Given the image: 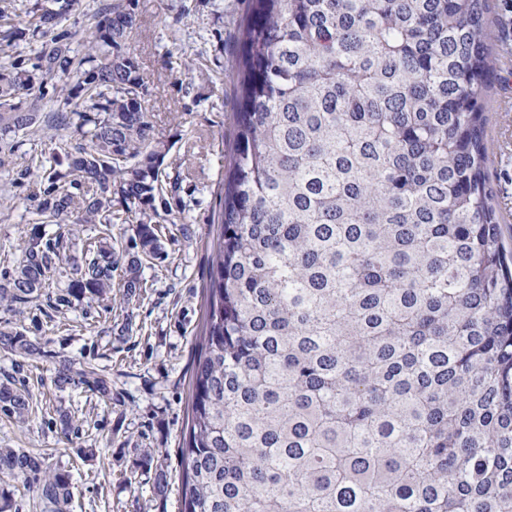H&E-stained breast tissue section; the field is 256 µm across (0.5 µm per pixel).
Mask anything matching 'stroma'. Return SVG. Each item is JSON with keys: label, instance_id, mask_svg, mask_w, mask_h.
<instances>
[{"label": "stroma", "instance_id": "stroma-1", "mask_svg": "<svg viewBox=\"0 0 512 512\" xmlns=\"http://www.w3.org/2000/svg\"><path fill=\"white\" fill-rule=\"evenodd\" d=\"M490 38L494 88L486 110L489 185L502 238L512 249V32L501 21V0H491ZM245 0H135L138 25L127 50L146 85L142 105L148 139L164 153L176 178L177 205L157 219L162 255L144 261L139 297L122 288L109 298L73 301L56 312L45 299L6 310L1 329H25L42 345L26 360L22 376L32 407L25 422L0 414V448H23L73 476L72 512H180L184 465L179 455L190 399L191 365L202 331L224 182L223 157L234 138L236 94L228 80L237 62V27ZM21 146L0 166V285L15 272L21 246L32 232L54 236V224H36L35 181L16 173L30 158L67 174L64 158L41 134L18 133ZM138 217L119 224H76L67 253L84 259L106 243L135 252ZM74 370L95 367L112 382L119 401L108 403L86 386L57 388L61 361ZM71 414L79 432L65 440L59 412ZM155 451L169 487L157 498L147 474L137 470L143 449Z\"/></svg>", "mask_w": 512, "mask_h": 512}]
</instances>
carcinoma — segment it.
<instances>
[{"label":"carcinoma","instance_id":"1","mask_svg":"<svg viewBox=\"0 0 512 512\" xmlns=\"http://www.w3.org/2000/svg\"><path fill=\"white\" fill-rule=\"evenodd\" d=\"M72 0L8 38L42 40L31 67L0 68V153L46 129L72 179L27 166L43 224H112L137 209L140 251L99 245L79 264L65 233H34L0 303L41 295L72 262L60 302L123 296L161 253L153 219L164 154L149 147L132 0H105L83 51L58 29ZM489 0H247L238 29L235 138L207 307L179 448L181 512H512V253L488 187ZM68 81L58 84L55 78ZM87 142L69 146L73 120ZM15 365L41 353L0 330ZM81 383L112 401L95 370ZM29 393L8 374L0 413L21 423ZM147 449L138 467L165 471ZM0 474L35 485L40 512H67L71 474L0 448Z\"/></svg>","mask_w":512,"mask_h":512}]
</instances>
